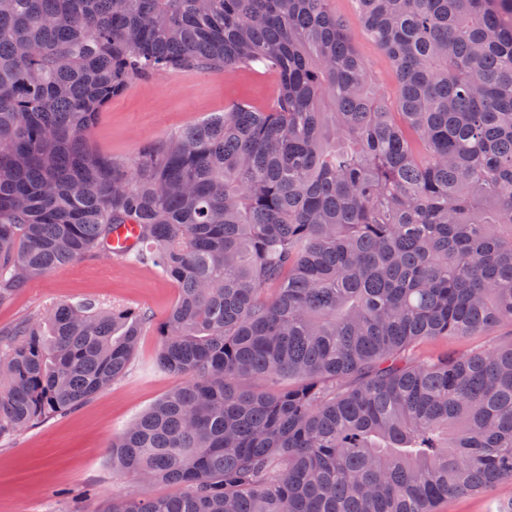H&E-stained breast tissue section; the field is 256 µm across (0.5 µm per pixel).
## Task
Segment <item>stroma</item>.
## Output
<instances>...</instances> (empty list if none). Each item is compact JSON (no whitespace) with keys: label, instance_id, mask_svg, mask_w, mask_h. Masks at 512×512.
<instances>
[{"label":"stroma","instance_id":"stroma-1","mask_svg":"<svg viewBox=\"0 0 512 512\" xmlns=\"http://www.w3.org/2000/svg\"><path fill=\"white\" fill-rule=\"evenodd\" d=\"M334 13L346 17L357 53L366 62L376 88L395 93L391 63L361 30L353 0H330ZM278 92L270 71L215 72L180 70L132 79L112 99L87 132L89 150L121 162L133 161L148 145L200 122L212 112L245 103L264 108ZM178 288L147 265H132L99 255L31 279L8 304L0 305V330L54 305L91 299L104 306L150 311L162 318L174 306ZM512 341V327H499L465 338L423 341L413 357L464 352ZM159 338L147 328L126 374L89 402L62 418H51L0 440V512H104L111 503L151 493L167 495L172 486H146L132 475L112 471L108 446L113 435L134 421L178 383L159 370ZM512 502V483L482 495L442 502L438 512H497Z\"/></svg>","mask_w":512,"mask_h":512}]
</instances>
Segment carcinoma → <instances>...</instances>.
I'll use <instances>...</instances> for the list:
<instances>
[{
  "label": "carcinoma",
  "instance_id": "carcinoma-1",
  "mask_svg": "<svg viewBox=\"0 0 512 512\" xmlns=\"http://www.w3.org/2000/svg\"><path fill=\"white\" fill-rule=\"evenodd\" d=\"M0 0V305L103 254L178 287L180 383L109 445L182 489L106 512H435L512 481V0ZM277 74L130 163L85 135L129 80ZM136 224L120 253L112 234ZM152 315L61 303L0 331V439L122 377ZM329 7L334 13L348 19L355 49L366 62L376 88L387 96H393L395 76L391 63L378 46L362 32L353 0H330ZM512 327H499L488 332L477 333L465 338H448V340L422 341L414 347L415 360H423L442 352H464L482 348L490 344L507 343L511 341Z\"/></svg>",
  "mask_w": 512,
  "mask_h": 512
}]
</instances>
